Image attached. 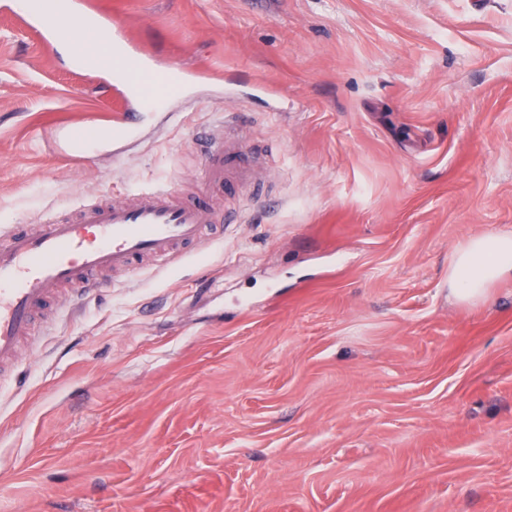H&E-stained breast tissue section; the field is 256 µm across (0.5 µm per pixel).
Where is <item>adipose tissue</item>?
Instances as JSON below:
<instances>
[{
  "instance_id": "obj_1",
  "label": "adipose tissue",
  "mask_w": 512,
  "mask_h": 512,
  "mask_svg": "<svg viewBox=\"0 0 512 512\" xmlns=\"http://www.w3.org/2000/svg\"><path fill=\"white\" fill-rule=\"evenodd\" d=\"M509 273H512V233H486L471 238L457 250L448 282L460 301L475 302L484 297L489 283Z\"/></svg>"
}]
</instances>
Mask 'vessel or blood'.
Wrapping results in <instances>:
<instances>
[{
  "label": "vessel or blood",
  "mask_w": 512,
  "mask_h": 512,
  "mask_svg": "<svg viewBox=\"0 0 512 512\" xmlns=\"http://www.w3.org/2000/svg\"><path fill=\"white\" fill-rule=\"evenodd\" d=\"M66 15L78 22L93 21L103 38L121 48L132 68L152 75L155 89L144 95L139 81L127 79L119 111L112 122L99 127H68L67 140L76 154L98 143H111L113 154L141 136V108L168 103L173 90L187 83L214 80L205 68L188 69L175 63L152 65L150 54L128 37L120 24L94 9L89 0H40L24 20L42 42H51L58 31L56 18ZM76 70L91 74L107 71L109 61L92 45H84L74 60ZM195 147L205 158V180L254 182L255 171L241 167L247 148L241 126L232 115L223 124L200 132ZM235 216L218 213L205 198L188 199L171 185L138 191L131 199H108L82 204L70 219H46L32 232L11 229L0 235V365L17 360L22 342L36 343L46 326L37 322L47 307H69L68 287L83 295L104 288L102 272L134 270L144 259L172 264L188 249L200 246L207 225L235 223Z\"/></svg>",
  "instance_id": "vessel-or-blood-1"
}]
</instances>
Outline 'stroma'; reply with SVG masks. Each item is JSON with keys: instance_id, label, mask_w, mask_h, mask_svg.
Wrapping results in <instances>:
<instances>
[{"instance_id": "obj_1", "label": "stroma", "mask_w": 512, "mask_h": 512, "mask_svg": "<svg viewBox=\"0 0 512 512\" xmlns=\"http://www.w3.org/2000/svg\"><path fill=\"white\" fill-rule=\"evenodd\" d=\"M0 10V230L201 182L240 113L267 184L164 268L108 272L0 376V512H512V275L456 300L512 231V0H92L221 81L145 111L113 158L45 132L112 111ZM509 273H512V233H486L471 238L457 250L448 282L460 301L475 302L484 297L489 283Z\"/></svg>"}]
</instances>
